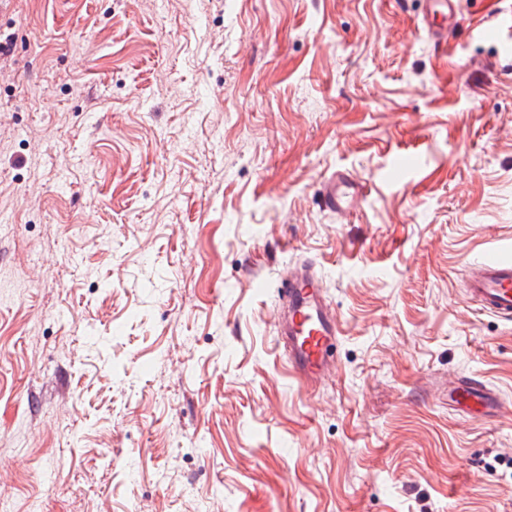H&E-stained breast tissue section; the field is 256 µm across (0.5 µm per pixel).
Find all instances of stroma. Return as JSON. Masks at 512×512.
<instances>
[{"label": "stroma", "mask_w": 512, "mask_h": 512, "mask_svg": "<svg viewBox=\"0 0 512 512\" xmlns=\"http://www.w3.org/2000/svg\"><path fill=\"white\" fill-rule=\"evenodd\" d=\"M426 12L0 0L12 512H512V321L464 291L512 250V0ZM304 262L340 324L313 386L275 333ZM363 186L342 170L336 171L322 187L326 207L337 214L348 212L356 198L363 196ZM454 391L457 395L454 402L458 410L464 415L470 414L471 402L479 404L483 410L491 403L499 404L498 396L486 385L475 379L461 378Z\"/></svg>", "instance_id": "35a3bbf8"}]
</instances>
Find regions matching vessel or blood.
Listing matches in <instances>:
<instances>
[{
  "label": "vessel or blood",
  "instance_id": "vessel-or-blood-1",
  "mask_svg": "<svg viewBox=\"0 0 512 512\" xmlns=\"http://www.w3.org/2000/svg\"><path fill=\"white\" fill-rule=\"evenodd\" d=\"M362 185L342 170L336 171L322 187L326 207L343 214L356 198L363 196ZM469 298L480 309L512 320V258H493L474 264L466 275ZM287 308L277 326V338L288 350V367L304 382H315L328 370L327 352L340 333L335 314L327 304L320 281L309 264H302L279 287ZM455 403L462 413L472 404L488 406L497 395L475 379L461 378L455 388Z\"/></svg>",
  "mask_w": 512,
  "mask_h": 512
}]
</instances>
